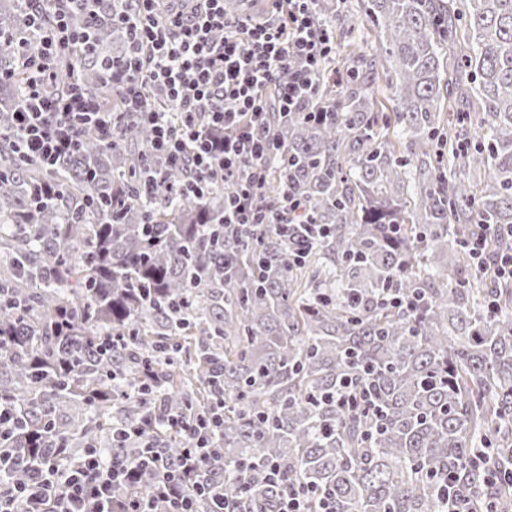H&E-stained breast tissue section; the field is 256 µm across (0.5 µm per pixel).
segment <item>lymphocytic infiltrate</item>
<instances>
[{"label": "lymphocytic infiltrate", "mask_w": 512, "mask_h": 512, "mask_svg": "<svg viewBox=\"0 0 512 512\" xmlns=\"http://www.w3.org/2000/svg\"><path fill=\"white\" fill-rule=\"evenodd\" d=\"M77 0H27L32 22L51 15L33 45L0 34V47L17 52L27 86L14 114V145L28 157L54 165L70 155L82 133L112 125L96 90L70 83L64 97L43 95L62 51L90 48L91 28L70 25ZM113 15L130 33L129 58L110 66L106 82L122 86L126 109L151 126L154 150L186 168L178 194L205 200L215 182L224 186L228 224L295 223L303 204L281 195L275 208L260 204L257 190L275 153L261 114L267 94L283 112H308L324 61L336 49V24L320 18L318 0H266L261 16L229 12L227 0H128ZM161 109H153L148 95ZM221 409L198 419L193 445L176 468L155 449L133 459L105 461L90 448L59 467L28 461L23 483H0V512H195L210 497V512H228L223 493L201 484L198 470L215 457L213 433Z\"/></svg>", "instance_id": "lymphocytic-infiltrate-1"}]
</instances>
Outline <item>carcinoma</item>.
I'll return each mask as SVG.
<instances>
[{"label":"carcinoma","mask_w":512,"mask_h":512,"mask_svg":"<svg viewBox=\"0 0 512 512\" xmlns=\"http://www.w3.org/2000/svg\"><path fill=\"white\" fill-rule=\"evenodd\" d=\"M466 2L369 0L395 112L376 111L377 57L361 55L339 102L324 63L313 106L326 119L268 114L285 161L260 199L287 188L308 215L285 233L225 224L221 189L175 194L184 170L104 81L129 44L117 0L93 20L73 5L98 33L76 76L115 129L81 135L53 167L15 151L23 78L0 48V399L27 423L7 447L129 459L141 442L113 436L142 425L175 461L191 440L162 426L169 414L192 427L222 404L207 480L234 512H276L291 488L314 491L306 512H445L450 474L512 512V287L467 253L481 224L503 231L491 248L512 245V0ZM458 25L470 81L455 85L440 49ZM0 31L32 35L23 0H0ZM473 95L488 133L463 142L469 113L446 121L441 107ZM387 291L421 301L392 307ZM145 365L156 382L141 390ZM347 384L372 402L330 399ZM268 463L281 485L261 480Z\"/></svg>","instance_id":"cac0c4a2"}]
</instances>
